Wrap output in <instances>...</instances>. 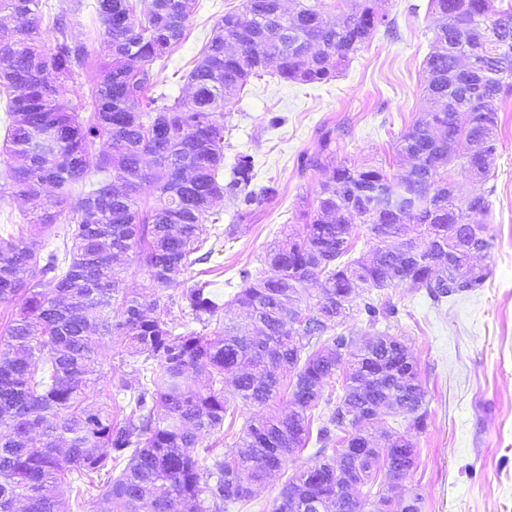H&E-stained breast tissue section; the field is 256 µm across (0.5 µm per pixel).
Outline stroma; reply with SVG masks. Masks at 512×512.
<instances>
[{
	"instance_id": "1",
	"label": "stroma",
	"mask_w": 512,
	"mask_h": 512,
	"mask_svg": "<svg viewBox=\"0 0 512 512\" xmlns=\"http://www.w3.org/2000/svg\"><path fill=\"white\" fill-rule=\"evenodd\" d=\"M243 0H199L187 23L184 42L168 60L156 62L157 89L170 96L187 92L193 60L217 20ZM91 0H46L42 36L53 42L52 17L67 12L78 39L95 23ZM392 21L378 30L335 80L320 85L280 83L270 76L251 79L230 106L232 128L224 141V162L238 153L253 155L256 188L268 196L236 219L225 203L219 222L234 227L219 242L218 270H189L174 292L208 280L212 290L231 299L240 288L238 271L259 272L261 256L297 226L300 209L315 198L323 173L299 172L300 154L313 151L317 131L328 126L340 136V155L349 163L380 164L403 171L393 143L429 108L423 92V63L433 45L438 17L429 0H377ZM498 156L489 181L457 178L459 195L489 192V217L496 235L486 262L492 273L473 295L434 304L425 291L402 283L371 289L376 305L394 303L396 317L369 324L360 315L346 327L357 335L385 331L400 337L418 363L427 391L428 425L412 433L418 466L403 482L404 495L421 492V512H512V96L498 103ZM317 449L290 461L253 499L232 512H271L282 484L308 465Z\"/></svg>"
}]
</instances>
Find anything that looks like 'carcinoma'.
<instances>
[{"label":"carcinoma","instance_id":"1","mask_svg":"<svg viewBox=\"0 0 512 512\" xmlns=\"http://www.w3.org/2000/svg\"><path fill=\"white\" fill-rule=\"evenodd\" d=\"M496 2L430 0L439 17L424 61L430 108L395 143L414 161L409 170L330 161L341 149L332 128L321 131L317 151L299 156L301 170L327 169L329 177L295 232L262 256L270 273L239 271L231 304L259 327L250 336L224 322V301L209 282L167 293L214 255L213 247L203 251L202 235L224 201L246 215L257 201L251 155L238 154L224 171L226 108L263 73L301 85L332 81L376 30L390 27L388 15L363 0L338 24L320 0H295L290 11L282 0H243L242 12H225L200 49L187 75L190 93L170 98L150 94L153 64L181 43L195 0H94L99 52L72 37L64 12L54 15L56 37L45 48L41 0H0V93L9 117L0 148L11 160L9 189L28 204L33 229L0 242V306L19 305L0 331V512H224L249 501L254 486L313 437L320 445L313 462L285 482L273 512H361L382 497L386 461L413 470L416 452H394L398 432L370 466L336 457L332 445L349 428L401 416L422 432L429 416L418 363L392 335L369 347L337 328L361 313L372 326L398 313L390 303L357 304L369 288L408 282L439 303L483 287L490 269L465 252L438 265L426 251L410 254L414 238L400 235L377 241V262L369 263L353 256V235L360 224L373 234L393 224L439 250L448 248V225H463L491 253L489 195L457 196L453 173L491 178L495 102L512 94V7ZM92 63L101 75L83 116L58 87ZM43 134L57 143L55 153L35 150ZM102 140L109 151H99ZM91 173L98 179L87 184ZM146 185L150 201L142 199ZM48 186L59 191L53 211L42 205ZM59 224L70 240L62 256L42 243ZM130 252L147 283L120 266ZM312 280L321 281V307L306 294ZM294 309L308 310L309 320L289 324ZM189 321L206 332L188 330ZM112 335L139 366L134 378L109 380L115 393L102 396L92 391L101 375L98 343ZM233 370L228 393L224 373ZM337 377L342 394L314 433V410L330 403L325 387ZM280 395L288 410L247 418L224 455H192L238 406H266ZM369 404L384 414L372 422L351 417ZM116 466L97 493L84 487ZM338 467L378 490L336 509L324 483Z\"/></svg>","mask_w":512,"mask_h":512}]
</instances>
